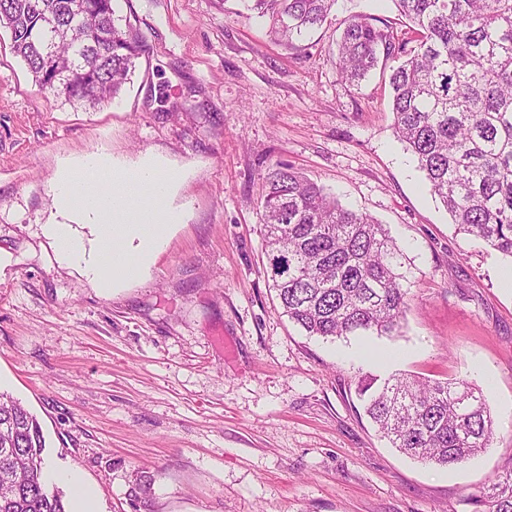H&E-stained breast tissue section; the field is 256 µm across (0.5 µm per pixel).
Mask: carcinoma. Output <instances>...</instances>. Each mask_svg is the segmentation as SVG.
<instances>
[{"instance_id":"obj_1","label":"carcinoma","mask_w":512,"mask_h":512,"mask_svg":"<svg viewBox=\"0 0 512 512\" xmlns=\"http://www.w3.org/2000/svg\"><path fill=\"white\" fill-rule=\"evenodd\" d=\"M271 33L297 41L335 0H248ZM416 45L391 26L355 16L337 43L341 77L360 82L380 59L389 75L393 128L415 156L458 233L512 259V0H393ZM11 52L39 90L76 106L110 102L131 78L142 44L115 23L113 0H0ZM59 79L51 81V73ZM260 216L267 279L288 318L310 336H393L408 304L402 253L384 225L342 207L288 164L266 176ZM365 412L393 447L438 466L489 447L494 421L464 381L412 374L359 380ZM37 418L0 393V512H66L47 483ZM512 512V469L473 499Z\"/></svg>"}]
</instances>
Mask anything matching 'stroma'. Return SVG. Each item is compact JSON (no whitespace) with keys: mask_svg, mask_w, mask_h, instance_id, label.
<instances>
[{"mask_svg":"<svg viewBox=\"0 0 512 512\" xmlns=\"http://www.w3.org/2000/svg\"><path fill=\"white\" fill-rule=\"evenodd\" d=\"M114 9L144 52L93 109L39 91L0 29V391L37 416L50 484L81 473L102 512H475L512 465V259L456 234L394 135L388 71L356 86L338 73L351 17L406 33L392 0H336L292 45L245 0ZM94 154L183 174L181 224L149 276L119 288L46 233L60 162ZM280 162L397 241V336L324 340L284 315L258 210ZM397 372L481 389L489 448L449 467L392 448L357 383Z\"/></svg>","mask_w":512,"mask_h":512,"instance_id":"35a3bbf8","label":"stroma"}]
</instances>
